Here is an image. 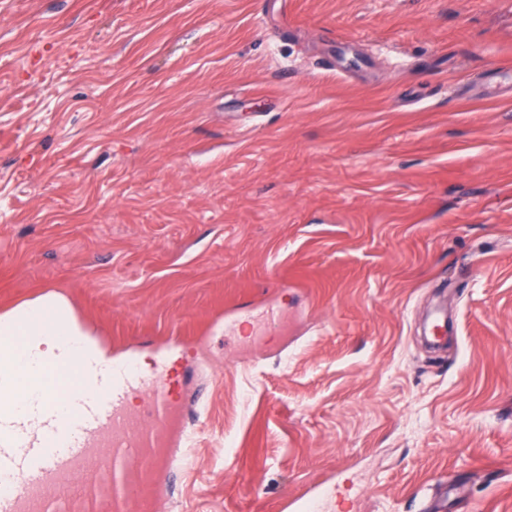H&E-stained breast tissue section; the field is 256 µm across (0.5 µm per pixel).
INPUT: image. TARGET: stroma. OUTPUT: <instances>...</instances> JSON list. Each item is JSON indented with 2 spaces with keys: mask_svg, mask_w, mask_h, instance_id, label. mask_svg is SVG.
Returning <instances> with one entry per match:
<instances>
[{
  "mask_svg": "<svg viewBox=\"0 0 512 512\" xmlns=\"http://www.w3.org/2000/svg\"><path fill=\"white\" fill-rule=\"evenodd\" d=\"M46 292L207 398L155 512H512V0H0V308ZM324 491L308 492L302 498L288 500L280 504V512H321L323 511Z\"/></svg>",
  "mask_w": 512,
  "mask_h": 512,
  "instance_id": "35a3bbf8",
  "label": "stroma"
}]
</instances>
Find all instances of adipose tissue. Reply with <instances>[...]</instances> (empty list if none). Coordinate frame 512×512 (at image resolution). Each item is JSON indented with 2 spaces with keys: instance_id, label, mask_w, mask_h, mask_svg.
Wrapping results in <instances>:
<instances>
[{
  "instance_id": "1",
  "label": "adipose tissue",
  "mask_w": 512,
  "mask_h": 512,
  "mask_svg": "<svg viewBox=\"0 0 512 512\" xmlns=\"http://www.w3.org/2000/svg\"><path fill=\"white\" fill-rule=\"evenodd\" d=\"M76 328L59 329L42 313L29 312L17 336L0 338V381L6 392L0 403L14 404L26 430L37 427L40 394L55 387L57 373L77 379L80 365L99 360Z\"/></svg>"
}]
</instances>
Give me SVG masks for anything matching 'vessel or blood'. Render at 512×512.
Here are the masks:
<instances>
[{
	"instance_id": "b4317fda",
	"label": "vessel or blood",
	"mask_w": 512,
	"mask_h": 512,
	"mask_svg": "<svg viewBox=\"0 0 512 512\" xmlns=\"http://www.w3.org/2000/svg\"><path fill=\"white\" fill-rule=\"evenodd\" d=\"M80 388L66 408L47 394L39 434L25 438L7 411L0 410V476L11 479L0 489V512H54V494L82 477L71 512H152L158 473L181 476L178 455L160 453L172 443L170 422L175 404L173 380L165 362L143 371L132 361L102 362L83 368ZM143 392L146 405L132 410L131 394ZM323 492L283 500L279 512H322Z\"/></svg>"
}]
</instances>
